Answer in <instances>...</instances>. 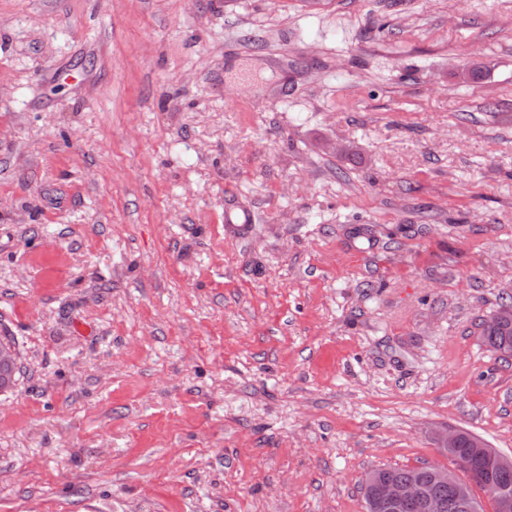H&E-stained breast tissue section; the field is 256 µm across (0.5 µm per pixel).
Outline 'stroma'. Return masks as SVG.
I'll return each mask as SVG.
<instances>
[{
    "mask_svg": "<svg viewBox=\"0 0 512 512\" xmlns=\"http://www.w3.org/2000/svg\"><path fill=\"white\" fill-rule=\"evenodd\" d=\"M511 296L512 0H0V512L512 456ZM483 342L493 351H512V321L497 322L494 317L483 324ZM4 342L12 344L15 347V353H14L13 348L1 345L0 346V364L4 363V362H10L14 357H15V362L12 367H7V368H4L3 370L0 369V382H1V379H3L4 382H8L7 384L3 385V387L0 384L1 392L7 391L11 387H13V385L15 384V381H16V374L18 371V353L16 350V344L8 336H4L3 338L1 336L0 343L2 344Z\"/></svg>",
    "mask_w": 512,
    "mask_h": 512,
    "instance_id": "35a3bbf8",
    "label": "stroma"
}]
</instances>
